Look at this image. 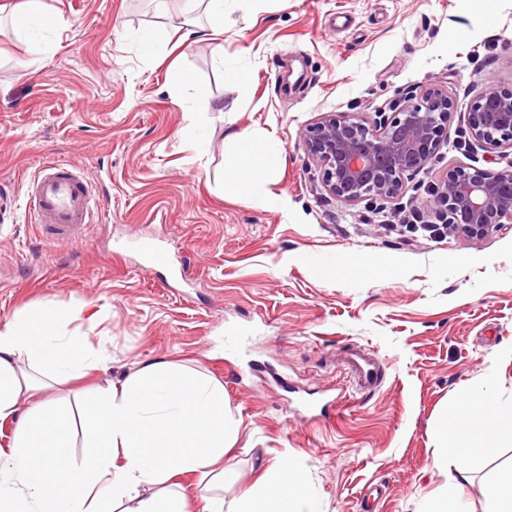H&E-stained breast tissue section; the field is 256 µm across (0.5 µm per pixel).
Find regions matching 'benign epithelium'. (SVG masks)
<instances>
[{
	"label": "benign epithelium",
	"instance_id": "benign-epithelium-1",
	"mask_svg": "<svg viewBox=\"0 0 512 512\" xmlns=\"http://www.w3.org/2000/svg\"><path fill=\"white\" fill-rule=\"evenodd\" d=\"M454 98L432 84L370 122L351 112H328L302 133L304 148L317 164L323 189L348 203L391 201L402 194L404 178L438 156ZM490 155L512 151V76L507 87H488L470 103L463 146ZM440 223L457 235L476 238L512 224V167L501 170L448 169L431 187Z\"/></svg>",
	"mask_w": 512,
	"mask_h": 512
}]
</instances>
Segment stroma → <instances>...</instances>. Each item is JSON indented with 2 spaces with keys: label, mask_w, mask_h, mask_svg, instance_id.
Returning <instances> with one entry per match:
<instances>
[{
  "label": "stroma",
  "mask_w": 512,
  "mask_h": 512,
  "mask_svg": "<svg viewBox=\"0 0 512 512\" xmlns=\"http://www.w3.org/2000/svg\"><path fill=\"white\" fill-rule=\"evenodd\" d=\"M60 23L17 38L0 23V322L39 305L73 311L105 369L50 379L46 399L105 390L164 359L224 387L239 422L234 484L196 480L232 502L292 460L317 512H415L456 475L437 465L446 410L512 397V227L480 239L427 232L429 186L453 166L512 165L460 145L473 94L512 77V0H248L224 18L223 54L187 43L149 57L137 36L173 29L185 0H44ZM188 72L175 89L170 68ZM241 71V84L224 71ZM427 84L454 97L436 161L391 202L331 197L303 129L325 112L365 119ZM201 118L202 148L183 137ZM275 133L267 184L280 207L223 185L228 136ZM69 162L98 201L82 238L50 241L27 211L46 160ZM132 236L163 244L142 269ZM246 340L233 350L224 334ZM366 347L384 369L357 391L337 357ZM511 448L475 461L461 497L492 512L485 484Z\"/></svg>",
  "instance_id": "35a3bbf8"
}]
</instances>
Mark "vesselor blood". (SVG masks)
I'll list each match as a JSON object with an SVG mask.
<instances>
[{
	"label": "vessel or blood",
	"mask_w": 512,
	"mask_h": 512,
	"mask_svg": "<svg viewBox=\"0 0 512 512\" xmlns=\"http://www.w3.org/2000/svg\"><path fill=\"white\" fill-rule=\"evenodd\" d=\"M39 227L53 238L83 235L98 204L84 180L68 165L46 163L35 179L29 197ZM343 365L359 390L371 392L379 385L380 367L371 351H350Z\"/></svg>",
	"instance_id": "b4317fda"
}]
</instances>
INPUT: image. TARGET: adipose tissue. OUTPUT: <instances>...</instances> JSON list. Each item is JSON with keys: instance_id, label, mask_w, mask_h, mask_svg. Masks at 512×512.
Returning <instances> with one entry per match:
<instances>
[{"instance_id": "1", "label": "adipose tissue", "mask_w": 512, "mask_h": 512, "mask_svg": "<svg viewBox=\"0 0 512 512\" xmlns=\"http://www.w3.org/2000/svg\"><path fill=\"white\" fill-rule=\"evenodd\" d=\"M241 0H186L183 39L213 43L224 32L227 10ZM228 145L238 159L227 163L225 182L241 186L255 201H267L269 174L283 151L271 137L237 133ZM66 308L41 306L0 323V421L40 392L20 384L16 367L28 359L43 371L78 368L84 341L62 335ZM70 413L46 400L20 424L9 451L0 450V512H189L192 488L179 476L214 473L235 444L238 424L224 404V387L208 376L157 360L138 368L103 396L84 403V452L73 459ZM512 444V400L488 397L454 409L434 430L439 464L455 462L467 477L474 459ZM310 488L291 462L269 467L243 489L233 507L204 499L201 512H314Z\"/></svg>"}]
</instances>
